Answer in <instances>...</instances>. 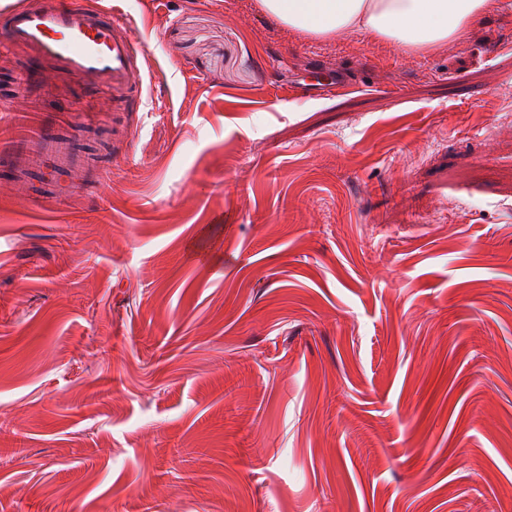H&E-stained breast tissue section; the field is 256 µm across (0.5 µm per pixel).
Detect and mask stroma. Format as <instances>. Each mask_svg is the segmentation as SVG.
Here are the masks:
<instances>
[{"label": "stroma", "instance_id": "obj_1", "mask_svg": "<svg viewBox=\"0 0 512 512\" xmlns=\"http://www.w3.org/2000/svg\"><path fill=\"white\" fill-rule=\"evenodd\" d=\"M123 9L103 180H0V512H512V0L425 54ZM28 66L0 147L89 108Z\"/></svg>", "mask_w": 512, "mask_h": 512}]
</instances>
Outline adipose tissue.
Returning a JSON list of instances; mask_svg holds the SVG:
<instances>
[{
	"mask_svg": "<svg viewBox=\"0 0 512 512\" xmlns=\"http://www.w3.org/2000/svg\"><path fill=\"white\" fill-rule=\"evenodd\" d=\"M277 25L330 40L358 30L373 40L425 53L472 31L487 0H259Z\"/></svg>",
	"mask_w": 512,
	"mask_h": 512,
	"instance_id": "obj_1",
	"label": "adipose tissue"
}]
</instances>
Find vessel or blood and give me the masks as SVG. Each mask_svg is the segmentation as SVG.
I'll return each instance as SVG.
<instances>
[{
    "label": "vessel or blood",
    "mask_w": 512,
    "mask_h": 512,
    "mask_svg": "<svg viewBox=\"0 0 512 512\" xmlns=\"http://www.w3.org/2000/svg\"><path fill=\"white\" fill-rule=\"evenodd\" d=\"M0 47L28 49L35 73L69 77L94 97L111 95L113 109L142 95L141 46L126 17L103 0H0ZM100 126L97 112L64 125L39 121L0 151V179L27 184L40 201L61 197L77 170L99 177L101 165L82 146Z\"/></svg>",
    "instance_id": "vessel-or-blood-1"
}]
</instances>
